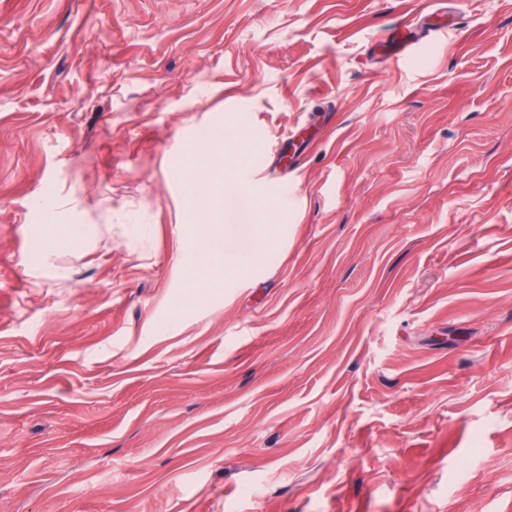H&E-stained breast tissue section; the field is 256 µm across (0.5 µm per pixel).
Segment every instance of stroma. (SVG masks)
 <instances>
[{"label":"stroma","mask_w":512,"mask_h":512,"mask_svg":"<svg viewBox=\"0 0 512 512\" xmlns=\"http://www.w3.org/2000/svg\"><path fill=\"white\" fill-rule=\"evenodd\" d=\"M439 2L0 0V512H507L512 0ZM442 13V8L428 5L418 14L425 21V26L420 31L415 32L412 24H400L395 27L386 38V41H389L386 60L399 63L410 55L422 40L439 39L445 36L448 33V27L439 21ZM424 30L426 34L417 37V34Z\"/></svg>","instance_id":"35a3bbf8"}]
</instances>
